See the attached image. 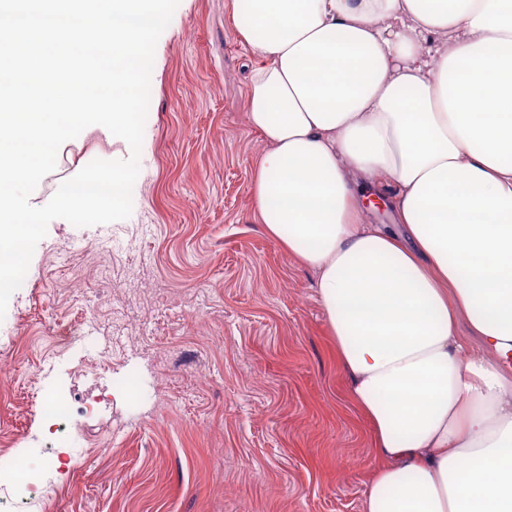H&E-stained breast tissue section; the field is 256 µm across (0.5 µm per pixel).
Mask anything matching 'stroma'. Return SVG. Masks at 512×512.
Instances as JSON below:
<instances>
[{"label":"stroma","instance_id":"35a3bbf8","mask_svg":"<svg viewBox=\"0 0 512 512\" xmlns=\"http://www.w3.org/2000/svg\"><path fill=\"white\" fill-rule=\"evenodd\" d=\"M231 0H180L154 53L139 175L129 218L90 227L53 220L21 293L0 320V453L39 468L59 453L45 512H363L373 465L369 431L346 395L314 276L254 216L263 148L247 125L251 57ZM120 138L84 129L36 188L52 196L77 165L126 159ZM116 253L112 279L87 280L126 307L146 284L143 344L112 345V370L69 394L97 402L76 427L50 429L42 406L71 368L96 356L55 343L85 300L56 259L94 266Z\"/></svg>","mask_w":512,"mask_h":512}]
</instances>
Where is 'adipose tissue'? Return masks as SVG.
<instances>
[{
	"label": "adipose tissue",
	"instance_id": "adipose-tissue-1",
	"mask_svg": "<svg viewBox=\"0 0 512 512\" xmlns=\"http://www.w3.org/2000/svg\"><path fill=\"white\" fill-rule=\"evenodd\" d=\"M232 18L256 218L314 274L369 426L363 512H512V0H232ZM373 195L393 225L364 223Z\"/></svg>",
	"mask_w": 512,
	"mask_h": 512
}]
</instances>
